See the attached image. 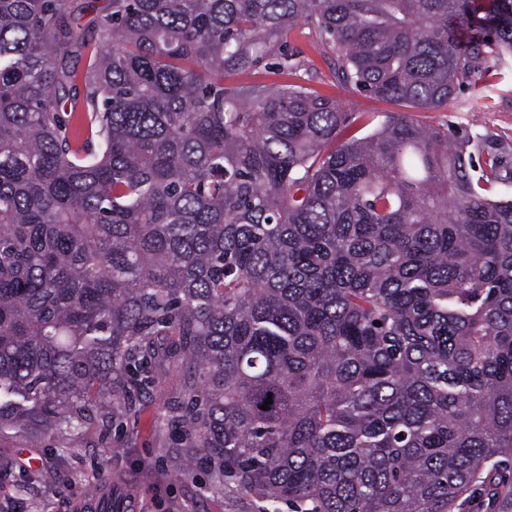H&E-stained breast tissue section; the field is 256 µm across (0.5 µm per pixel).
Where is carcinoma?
<instances>
[{
  "label": "carcinoma",
  "instance_id": "cac0c4a2",
  "mask_svg": "<svg viewBox=\"0 0 512 512\" xmlns=\"http://www.w3.org/2000/svg\"><path fill=\"white\" fill-rule=\"evenodd\" d=\"M109 2L94 36L73 0H0V426L120 422L172 363L188 462L270 512L478 486L512 512V161L476 176L470 129L358 137L331 97L224 84L290 74L307 21L343 83L440 110L512 52V0ZM285 81L275 57H268L256 67L244 72L224 74V84H273Z\"/></svg>",
  "mask_w": 512,
  "mask_h": 512
}]
</instances>
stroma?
<instances>
[{"label": "stroma", "mask_w": 512, "mask_h": 512, "mask_svg": "<svg viewBox=\"0 0 512 512\" xmlns=\"http://www.w3.org/2000/svg\"><path fill=\"white\" fill-rule=\"evenodd\" d=\"M296 69L281 75L276 58L244 72L225 74L228 84L288 81L332 96L345 111L357 113L353 132H372L395 104L343 84L336 75V52L313 26L297 23L288 33ZM418 121L434 126L468 127L472 119L482 139L470 151L484 158L488 147L512 156V54L488 55L479 73L446 108L418 111ZM188 383L185 371L166 367L159 383L143 395L123 422L106 411L49 429H0V512H71L76 498L104 487L112 503L137 512H261L262 501L226 485L206 465L185 467L178 433L167 416Z\"/></svg>", "instance_id": "obj_1"}]
</instances>
